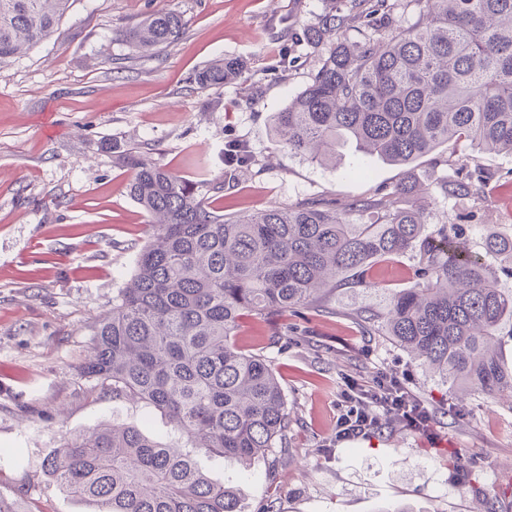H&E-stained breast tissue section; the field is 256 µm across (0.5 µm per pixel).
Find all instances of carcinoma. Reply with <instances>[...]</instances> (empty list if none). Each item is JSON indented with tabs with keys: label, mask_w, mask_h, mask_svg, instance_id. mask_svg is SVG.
Returning a JSON list of instances; mask_svg holds the SVG:
<instances>
[{
	"label": "carcinoma",
	"mask_w": 512,
	"mask_h": 512,
	"mask_svg": "<svg viewBox=\"0 0 512 512\" xmlns=\"http://www.w3.org/2000/svg\"><path fill=\"white\" fill-rule=\"evenodd\" d=\"M386 0H328L307 33L334 46L311 82L274 115L279 146L316 162L352 141L363 152L408 167L385 199L343 207L310 201L226 219L211 195L224 182L182 178L141 151L123 157L129 195L153 230L133 275L100 320L85 374L112 394L164 413L180 437L162 442L135 425L107 423L62 438L45 460L54 483L94 512H241L240 490L213 482L201 452L241 466L287 445L284 390L265 356L235 342L239 318L255 315L281 335L277 317L320 306L344 285L368 287L377 260L414 253L413 286L385 296L359 321L431 369L450 392L460 385L493 399L512 393V369L498 356L512 290L492 265L465 250L458 224L430 233L402 203L415 193L409 166L453 140L466 149L512 154V0H423L418 22L381 40L349 43L350 27L371 28ZM70 0H0V60L53 36ZM185 23L155 12L121 37L149 55L177 41ZM233 57L194 75L201 89L242 77ZM245 147L230 170L247 172ZM483 175L460 164L438 184L448 198L479 194ZM381 210L373 224L349 214ZM488 257L512 255V237L489 235Z\"/></svg>",
	"instance_id": "carcinoma-1"
}]
</instances>
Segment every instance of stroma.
<instances>
[{
    "instance_id": "1",
    "label": "stroma",
    "mask_w": 512,
    "mask_h": 512,
    "mask_svg": "<svg viewBox=\"0 0 512 512\" xmlns=\"http://www.w3.org/2000/svg\"><path fill=\"white\" fill-rule=\"evenodd\" d=\"M326 0H72L59 31L26 54L0 61V495L18 512H93L50 483L48 453L63 435L103 423L131 424L170 441L175 427L154 408L114 397L83 374L101 317L131 278L150 238L148 216L130 197L125 150L193 181L226 176L224 148L246 144L255 158L224 188L223 213L304 201L348 203L394 192L406 171L354 144L320 164L276 144L273 116L310 82L332 41H307ZM179 13V40L141 56L121 33L151 13ZM237 57L242 77L205 90L193 74ZM486 181L478 196L415 195L429 230L455 221L483 255L493 231L512 236L508 153L464 154L449 142L414 164L432 188L460 162ZM411 254L376 264L375 290L341 289L321 309L287 315L278 341L262 320L244 317L235 339L271 360L290 429L278 461L250 468L200 455L214 481L240 488L242 512H259L276 489L279 512H478L480 499L512 512V410L446 384L355 319L378 308L384 290L413 284ZM400 378L432 418L422 434L400 422L337 441L340 392Z\"/></svg>"
}]
</instances>
